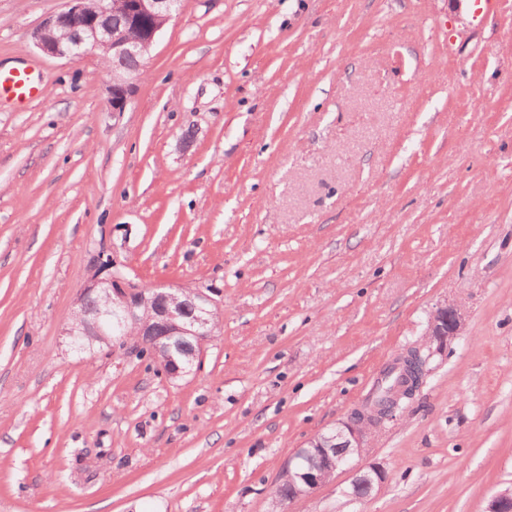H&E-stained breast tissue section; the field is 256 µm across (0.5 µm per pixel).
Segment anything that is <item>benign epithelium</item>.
Segmentation results:
<instances>
[{"instance_id": "7a95c632", "label": "benign epithelium", "mask_w": 512, "mask_h": 512, "mask_svg": "<svg viewBox=\"0 0 512 512\" xmlns=\"http://www.w3.org/2000/svg\"><path fill=\"white\" fill-rule=\"evenodd\" d=\"M179 11L178 0H64L63 9L49 16L33 32L32 39L35 47L47 56L76 61L94 55L111 60L115 72L135 71L143 66L159 33ZM114 15L124 17V29L111 27L110 19ZM133 93V83L127 79L113 81L112 111H125ZM99 289L107 291L104 307L90 312L84 303H79L65 328L72 348L78 352L86 350L88 340L112 348L127 345L128 336L108 334L113 318L121 315L126 321H134L138 310L149 307L152 321L144 325L141 335L152 339L165 376L176 380L190 371V366L202 355L205 343L214 337L213 325L219 321V313L200 291L197 292L199 304L188 316L180 299L182 288L178 286L143 288L115 274L108 279L91 280L81 295ZM461 328L462 314L457 306H438L428 319L426 336L430 353L444 352ZM177 336L198 339L197 346L183 358L174 353L173 340ZM397 363L404 372L405 383L393 396L396 403L416 393L427 373L426 369L415 367L407 351L397 356ZM397 409L396 405L389 410L362 405L355 409V415L340 422L330 433L311 438L288 463L285 475L291 489L290 498L294 500L312 492L339 470L353 473L352 496L360 499L370 496L384 483L386 473L379 466L362 465V452L376 429L375 421L393 418ZM485 512H512V489L496 492Z\"/></svg>"}]
</instances>
